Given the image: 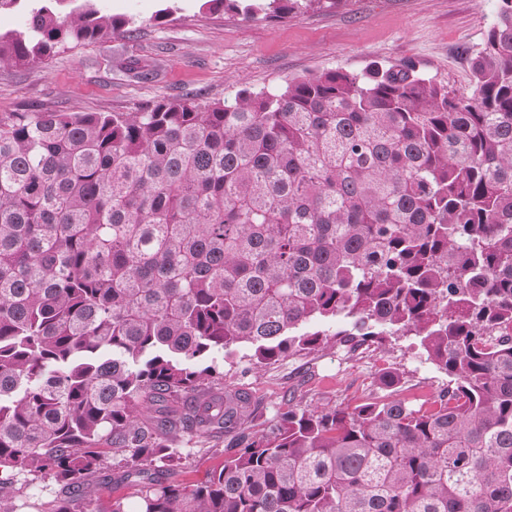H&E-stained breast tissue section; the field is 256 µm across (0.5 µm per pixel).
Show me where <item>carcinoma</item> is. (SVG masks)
Masks as SVG:
<instances>
[{"label": "carcinoma", "mask_w": 512, "mask_h": 512, "mask_svg": "<svg viewBox=\"0 0 512 512\" xmlns=\"http://www.w3.org/2000/svg\"><path fill=\"white\" fill-rule=\"evenodd\" d=\"M94 0L27 9L0 68L134 29ZM341 0H204L281 18ZM460 97L410 60L138 112L0 114V512H512V0ZM353 320L349 329L308 330ZM416 336L448 376L288 411L224 384L331 344ZM222 436L200 484L176 442ZM31 486L51 500L36 504ZM103 491L100 493V499L97 502V506L100 509L108 508L112 498L122 497L124 498L125 503L127 504L128 509H135L137 505L138 498L135 496V487L131 484L127 483H112L109 482L103 488Z\"/></svg>", "instance_id": "cac0c4a2"}]
</instances>
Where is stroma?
Returning <instances> with one entry per match:
<instances>
[{
	"instance_id": "obj_1",
	"label": "stroma",
	"mask_w": 512,
	"mask_h": 512,
	"mask_svg": "<svg viewBox=\"0 0 512 512\" xmlns=\"http://www.w3.org/2000/svg\"><path fill=\"white\" fill-rule=\"evenodd\" d=\"M201 0H97L101 13L133 18L136 33L123 43L105 40L59 50L43 63L0 69V113L133 112L162 100L233 99L243 89L275 88L291 78L372 63L413 61L463 97L473 91L470 56L495 20L497 0H343L274 21L229 12L209 14ZM173 7L170 21L156 12ZM154 67L138 82L126 60ZM246 347L219 364L226 380L252 390L265 422H276L289 401L315 407L355 405L385 395L381 373L403 377L399 396L430 404L447 377L427 361L414 336H391L377 350L332 347L258 369ZM225 443L210 438L182 447L175 480L203 481L224 462Z\"/></svg>"
}]
</instances>
